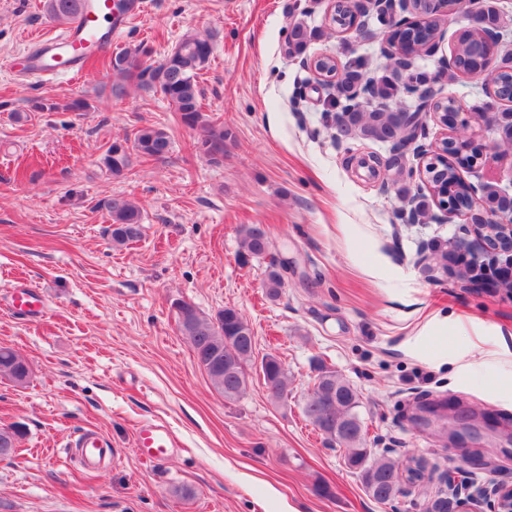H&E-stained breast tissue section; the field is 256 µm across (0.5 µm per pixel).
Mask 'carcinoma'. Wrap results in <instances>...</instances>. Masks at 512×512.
<instances>
[{"instance_id": "obj_1", "label": "carcinoma", "mask_w": 512, "mask_h": 512, "mask_svg": "<svg viewBox=\"0 0 512 512\" xmlns=\"http://www.w3.org/2000/svg\"><path fill=\"white\" fill-rule=\"evenodd\" d=\"M85 0H47L50 16L61 22L72 21L81 11ZM501 15L487 4L482 11V29H468L458 39V60L462 65L472 64L470 47L477 42L481 31L501 28ZM439 34L437 26L430 25L424 30H409L399 33L400 40H410L417 45L424 44ZM312 37V32L302 23L293 25L288 35L289 48L299 53ZM213 52V42L209 37L184 36L156 66H147L134 71L133 60L140 50H122L112 56L109 68L114 80L112 91L120 96L126 92V81L134 78L145 90L161 93L178 112L181 123L191 129H199L202 138L199 148L210 160L218 162L224 158V138L229 132L224 126L208 120L200 103V89L197 77ZM336 98L332 107L343 113L345 129L341 133L346 138L362 137L385 141L398 130L395 110H366L354 100V88L366 80L372 85L373 97L386 101L403 93H414L428 89L431 81L424 71H414L408 82L399 86L381 77L368 76V66L364 59L343 66L336 74ZM172 148L171 135L159 126H143L134 133L132 146H125L121 152L109 149L103 164L112 175L119 177L132 164V154L161 160L167 157ZM112 220V242L123 246L141 237V212L138 206L125 196L114 195L104 202ZM238 257L243 261L267 258L265 289L271 300L280 297L285 280L283 263L271 255V244L267 230L260 224H249L240 231ZM180 330L189 337L198 366L206 373L213 387L224 398L233 400L245 389L247 381L225 369L211 367L213 354L240 346L239 360L246 364L253 356L255 341L249 323L240 312L226 307L214 317L204 316L193 304L183 303L177 307ZM264 378L275 381L276 391L271 393L280 399L288 390V369L275 355L268 354L261 359ZM31 374L29 363L8 347H0V377L17 385L25 384ZM360 395L352 385L336 371L325 365L318 367V375L312 392L306 398L302 413L322 434L345 447V464L356 474L367 494L375 501L386 504L401 493L402 473L408 472L410 479L419 480L422 472L406 470L405 461L394 459L387 453L376 452L365 444L363 418L360 415ZM23 436L20 426L0 429V456L14 453Z\"/></svg>"}]
</instances>
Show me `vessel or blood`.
I'll return each instance as SVG.
<instances>
[{"instance_id":"b4317fda","label":"vessel or blood","mask_w":512,"mask_h":512,"mask_svg":"<svg viewBox=\"0 0 512 512\" xmlns=\"http://www.w3.org/2000/svg\"><path fill=\"white\" fill-rule=\"evenodd\" d=\"M123 25L112 9V0H90L59 37L43 39L35 53L30 54L27 72L36 79L81 76L89 61L111 47L122 32ZM12 310L35 316L43 308V296L34 287L18 285L11 299ZM75 445L89 468H97L110 456L108 440L101 434L88 431L80 434ZM173 446L169 429L162 424H142L135 434V447L142 456L160 460L166 458Z\"/></svg>"}]
</instances>
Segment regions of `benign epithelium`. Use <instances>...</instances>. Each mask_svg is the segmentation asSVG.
Here are the masks:
<instances>
[{
	"label": "benign epithelium",
	"instance_id": "benign-epithelium-1",
	"mask_svg": "<svg viewBox=\"0 0 512 512\" xmlns=\"http://www.w3.org/2000/svg\"><path fill=\"white\" fill-rule=\"evenodd\" d=\"M481 0H343L354 15L353 25L344 32L370 36L363 17L370 11L382 13L388 20V33L384 53L400 62L399 69L413 67L415 56L406 51L395 38V32L418 24H429L432 19L449 21L456 14H465L470 25L478 23ZM486 48L467 72L455 64L456 54L442 60L446 68L467 78H478L501 102L512 103V85L500 86L499 75L505 71L503 59L506 48L503 36L493 31L484 36ZM422 108L412 113L409 130L390 140L395 155H403L412 149L427 159L422 168V181L435 193V203L441 218L464 216L467 223L460 227L462 235L456 237L448 261L459 268V275L470 285L479 288L512 290V195L498 192L494 199L487 194L488 185H475L467 181L462 172H471L487 163L491 156L488 149L472 138L446 137L440 145L429 151L419 144L422 135V115L439 120L455 132L466 128L474 119V113L463 112L452 98L435 99L427 94L421 100ZM451 107L453 111L445 112ZM441 492L466 494L472 500H486L491 512H501L503 498L512 495V485L498 482L489 486H476L468 480L452 474L442 478Z\"/></svg>",
	"mask_w": 512,
	"mask_h": 512
}]
</instances>
